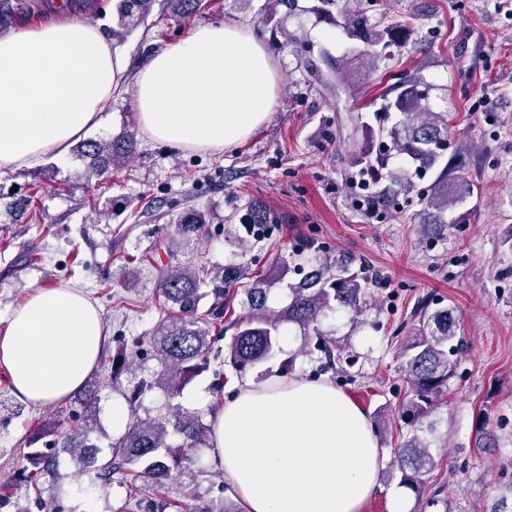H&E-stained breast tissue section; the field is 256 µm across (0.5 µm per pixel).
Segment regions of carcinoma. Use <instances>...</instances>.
I'll return each instance as SVG.
<instances>
[{
	"instance_id": "1",
	"label": "carcinoma",
	"mask_w": 512,
	"mask_h": 512,
	"mask_svg": "<svg viewBox=\"0 0 512 512\" xmlns=\"http://www.w3.org/2000/svg\"><path fill=\"white\" fill-rule=\"evenodd\" d=\"M155 0H119L116 6L117 23L112 36L121 37L148 20ZM359 7L345 15L341 27L349 38L358 40V50L365 67L385 57L384 51L410 40L414 28L408 22L383 24L371 22L368 9L361 7L364 0H354ZM327 71L326 85L339 91L348 84L350 69L347 56L336 58L324 52L321 55ZM390 88L394 96L382 94L381 110L394 115L395 122L379 129L390 141L391 148L403 157L406 168L390 174L389 185L381 192L377 204L386 205L390 196L410 188L408 172L432 170L434 178L421 197L422 208L416 213L420 223L440 234L448 229V214L474 195V184L461 174L448 171L445 161L448 142V113L434 110L430 96L423 88L430 83L418 74L400 73ZM133 134L111 140L82 141L76 152L88 160L82 178L86 181L99 177L112 167H120L132 153ZM245 220L249 224H268L270 214L257 202L245 205ZM204 212L189 208L174 223L177 242L189 246L198 240ZM246 264L231 263L223 267H199L195 270L174 268L161 281V293L171 304L157 324L149 342L154 351L156 366L148 377L132 386L129 406H137L141 398L154 390H161L168 398L165 412L141 417L132 413L133 421L124 435L114 440L109 455L100 456L101 449L93 442V434L102 431L98 419L97 401L101 381L89 379L84 390L70 404L74 411L73 424L64 425L58 418L42 425L28 441L32 451L28 458L33 469L28 482L39 488L42 479L55 473L61 455L67 454L81 472L94 475L103 482L112 477L130 476L133 481L162 485L172 472L185 473L195 481L198 473L191 468L193 454L211 445V423L202 411H188L174 402L181 388L200 373L210 368L211 361L219 365L229 363L242 373L271 358L278 346L279 325L293 323L303 335L318 332L317 323L326 313L344 310L357 319L363 313L368 281L350 271L346 262L326 257L319 261L298 283L291 286V299L280 310L267 305L271 289L285 275V266L271 265L262 276L249 277L243 289L248 315L235 323V334L226 355L214 349L211 325L223 318L224 301L230 288L246 276ZM212 288L218 298L204 314L198 312L202 289ZM452 312L448 308L420 310L419 323L412 341L402 351L401 371L409 384V394L401 418L409 434L394 449L392 475L399 485L421 494L424 476L434 467L435 460L428 447L415 434L416 427L439 404L448 381L453 376L462 343ZM138 352L118 350L112 358L109 380L114 382L122 372L130 371ZM191 512H239L222 500H197Z\"/></svg>"
}]
</instances>
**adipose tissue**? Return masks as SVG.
Masks as SVG:
<instances>
[{"mask_svg":"<svg viewBox=\"0 0 512 512\" xmlns=\"http://www.w3.org/2000/svg\"><path fill=\"white\" fill-rule=\"evenodd\" d=\"M127 63L97 26L49 19L0 33V173L65 157L99 123ZM277 73L255 27L209 24L156 54L136 80L152 140L232 147L267 119ZM102 318L81 292L40 288L0 335V367L33 404L64 400L97 367ZM209 459L245 512H362L381 451L364 411L327 379L243 382L212 422Z\"/></svg>","mask_w":512,"mask_h":512,"instance_id":"1","label":"adipose tissue"}]
</instances>
